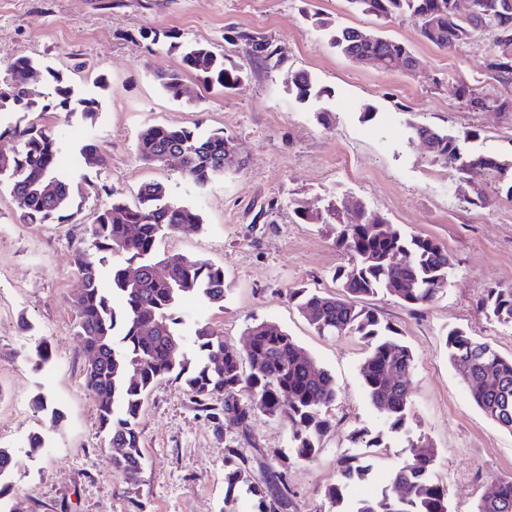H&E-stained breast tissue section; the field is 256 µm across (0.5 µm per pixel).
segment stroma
Wrapping results in <instances>:
<instances>
[{
    "instance_id": "35a3bbf8",
    "label": "stroma",
    "mask_w": 512,
    "mask_h": 512,
    "mask_svg": "<svg viewBox=\"0 0 512 512\" xmlns=\"http://www.w3.org/2000/svg\"><path fill=\"white\" fill-rule=\"evenodd\" d=\"M309 12L405 44L418 61L415 71L352 62L306 20ZM231 28L266 36L280 63L254 62L242 45L225 41ZM192 44L233 60L247 78L227 93L188 71L184 83L198 105L173 100L153 74L179 68L184 46ZM494 51L486 34L452 50L437 48L422 39L413 18L366 16L347 0H0V74L28 57L37 63L39 90L51 91L56 73L73 90L69 106L42 114L4 107L0 128L47 125L68 177L82 190L81 211L68 224L23 223L8 191H0V446L15 456L14 512H254L248 496L224 500L229 448L243 449L256 480L286 477L290 512H336L327 490L339 459L360 457L372 474L384 476L403 464L408 441L418 438L437 450L434 472L450 512H475L488 479L512 476V432L474 404L444 339L460 327L512 357V324L486 317L480 306L489 289L512 288V199L502 188L489 204H470L472 187L412 140L408 125L425 123L452 136L474 129L478 136L463 141L465 151L512 153V114L474 113L461 97L465 86L502 93L485 68ZM299 71L315 78L320 97L295 99L292 78ZM87 100L96 112L91 120L81 115ZM149 124L221 129L234 136L236 151L223 176L199 187L181 177L178 161L139 160L137 136ZM89 140L101 147L105 165L80 157ZM150 181L165 184L172 200L201 216L200 229L163 238L161 250L223 266L230 285L223 305L190 298L177 307L183 333L207 323L240 350L248 325L272 320L335 377L331 427L312 460L295 461L285 423L257 410L249 432L241 433L226 423L223 399L201 407L182 381L165 378L139 417L138 482L113 475L74 334L82 280L72 252L89 238L100 186L132 205ZM330 195L360 201L406 234L437 239L453 259L445 294L429 306L412 310L385 293L365 301L416 356L412 412L400 432L385 427L364 390V341L317 335L288 300L300 284L335 293L333 273L348 263L330 226L302 224L293 214V202L314 212ZM21 319L30 332L18 329ZM42 341L52 356L37 368L26 357ZM39 395L49 411L33 408ZM360 429L381 436L382 447L355 441ZM36 434L45 446L31 455L22 444Z\"/></svg>"
}]
</instances>
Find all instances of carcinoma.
I'll use <instances>...</instances> for the list:
<instances>
[{"instance_id":"obj_1","label":"carcinoma","mask_w":512,"mask_h":512,"mask_svg":"<svg viewBox=\"0 0 512 512\" xmlns=\"http://www.w3.org/2000/svg\"><path fill=\"white\" fill-rule=\"evenodd\" d=\"M458 0H348L354 9L378 18L409 15L419 21L420 36L432 45L456 48L478 33L492 35L496 51L486 69L503 86L512 85V0H473L466 16L458 15ZM331 47L359 62L376 55L389 58L388 69L398 70L412 57L401 42L353 27H331ZM241 43L255 61L269 62L277 51L256 32L236 30L226 37ZM181 70L154 73L162 90L174 100L184 94L183 71L200 74L209 86L228 92L244 73L205 46H193L182 55ZM35 68L27 57L15 59L0 79V108L11 103L28 112H45L51 104L33 91L25 76ZM299 100L321 94L314 78L300 71L292 81ZM471 112L493 106L512 112V93L489 96L463 87ZM412 138L424 144L436 160H444L459 177L476 189V200L488 198L481 181L488 175L512 181V156L470 154L460 139L444 130L410 124ZM19 143L7 152L9 166L0 168V190L13 198L19 218L26 224H64L76 215L74 196L79 191L59 164L60 146L52 132L38 122L0 131V139ZM235 150L234 138L222 131L202 134L198 129L150 124L139 133L136 151L149 165L180 157L183 178L204 187L224 174V164ZM57 180L54 193L42 192L45 182ZM109 201L96 212L89 227L91 247L77 245L74 264L82 277L77 296L79 319L75 336L87 357L84 381L98 411L112 472L127 482L136 480L143 464L138 419L154 384L172 377L183 381L199 405L224 397V418L231 426L250 428L252 406L270 419L288 424L299 461L313 458L328 431L329 406L336 402L334 377L320 367L308 349L280 325L256 321L246 328L248 341L241 351L224 344L223 336L205 323L186 336L174 316L175 304L184 295H200L223 304L229 285L224 268L207 260L165 255L159 244L168 234L199 226L192 208L172 201L164 184L144 183L138 203L129 206L104 191ZM305 223L336 226V247L350 255L351 265L334 273L339 292L325 294L308 287L292 288L289 301L320 336H358L368 348L360 375L371 403L383 422L394 431L403 429L411 411L408 380L414 370L412 349L399 331L380 320L374 310L357 306V300L387 292L404 306L415 309L433 303L448 284L452 259L448 249L427 236H407L387 220L352 208L349 201L332 197L323 211L309 213L293 208ZM406 254L405 264L396 257ZM141 274L128 277V265ZM487 314L512 323V288H492L481 301ZM448 359L470 387L476 406L499 427L512 432V357L501 356L491 345L460 329L445 338ZM250 395V403L239 399ZM436 450L419 440L408 444V457L388 476L381 496L354 500L350 488L369 474L371 465L341 459L336 484L327 496L336 512H449L445 488L435 482L432 470ZM225 501L238 486L257 498L256 512H288L292 494L286 479L275 486L251 480L248 457L239 448L226 449ZM476 512H512V477L487 481Z\"/></svg>"}]
</instances>
